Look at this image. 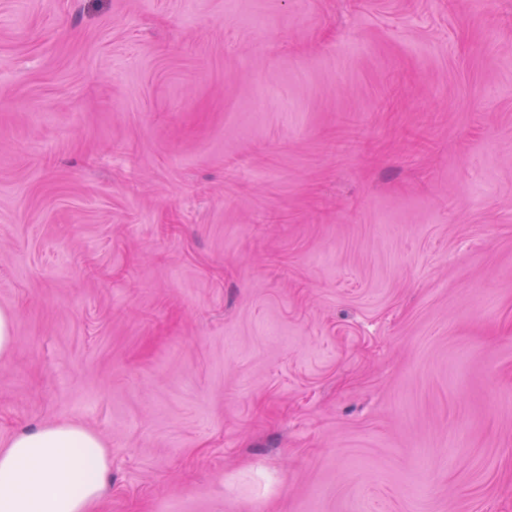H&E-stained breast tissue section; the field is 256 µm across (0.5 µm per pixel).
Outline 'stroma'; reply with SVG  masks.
Returning <instances> with one entry per match:
<instances>
[{"label": "stroma", "mask_w": 512, "mask_h": 512, "mask_svg": "<svg viewBox=\"0 0 512 512\" xmlns=\"http://www.w3.org/2000/svg\"><path fill=\"white\" fill-rule=\"evenodd\" d=\"M0 308L95 512H512V0H0Z\"/></svg>", "instance_id": "obj_1"}]
</instances>
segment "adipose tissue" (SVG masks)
<instances>
[{"label":"adipose tissue","instance_id":"obj_1","mask_svg":"<svg viewBox=\"0 0 512 512\" xmlns=\"http://www.w3.org/2000/svg\"><path fill=\"white\" fill-rule=\"evenodd\" d=\"M109 469L101 439L81 426L21 431L0 448V512H91Z\"/></svg>","mask_w":512,"mask_h":512}]
</instances>
